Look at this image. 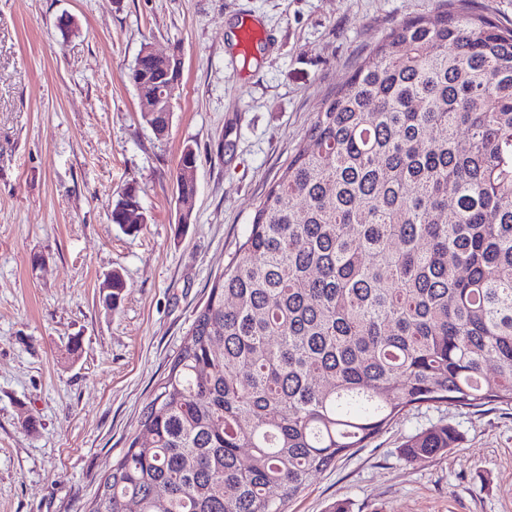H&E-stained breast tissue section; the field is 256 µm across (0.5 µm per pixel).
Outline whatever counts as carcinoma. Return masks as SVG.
I'll list each match as a JSON object with an SVG mask.
<instances>
[{"mask_svg":"<svg viewBox=\"0 0 512 512\" xmlns=\"http://www.w3.org/2000/svg\"><path fill=\"white\" fill-rule=\"evenodd\" d=\"M468 3L392 29L318 114L90 512H286L408 406L512 407V28ZM141 52L135 85L175 67Z\"/></svg>","mask_w":512,"mask_h":512,"instance_id":"carcinoma-1","label":"carcinoma"}]
</instances>
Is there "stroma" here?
<instances>
[{
    "label": "stroma",
    "instance_id": "obj_1",
    "mask_svg": "<svg viewBox=\"0 0 512 512\" xmlns=\"http://www.w3.org/2000/svg\"><path fill=\"white\" fill-rule=\"evenodd\" d=\"M448 0H0V512H87L214 281L326 100L400 22ZM264 36L249 48L241 23ZM178 53L168 133L140 112L143 44ZM197 194L179 221L181 153ZM136 185L139 231L112 223ZM120 273V302L103 285ZM79 352H71L72 339ZM459 434L406 461L413 435ZM512 512V407L406 409L287 512ZM459 439L456 430L448 425L435 426L412 436L402 448L406 461L430 457L453 448Z\"/></svg>",
    "mask_w": 512,
    "mask_h": 512
}]
</instances>
